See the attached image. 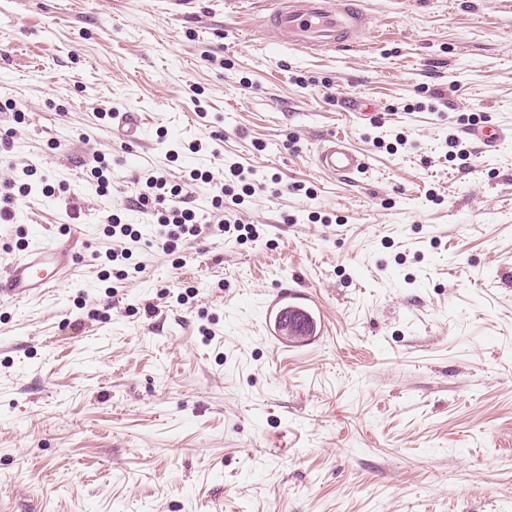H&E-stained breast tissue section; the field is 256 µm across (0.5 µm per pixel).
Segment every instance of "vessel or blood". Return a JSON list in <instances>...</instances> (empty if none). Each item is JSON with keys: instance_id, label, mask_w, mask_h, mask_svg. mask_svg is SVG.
Instances as JSON below:
<instances>
[{"instance_id": "vessel-or-blood-1", "label": "vessel or blood", "mask_w": 512, "mask_h": 512, "mask_svg": "<svg viewBox=\"0 0 512 512\" xmlns=\"http://www.w3.org/2000/svg\"><path fill=\"white\" fill-rule=\"evenodd\" d=\"M258 26L265 46L273 49H343L372 32L369 16L357 0H265ZM142 130L140 113H113V140L137 143ZM314 161L319 171L339 178L361 175L368 167L366 157L336 132L319 142ZM76 257L71 242L62 245L41 240L32 244L0 275V301L24 302L58 287L66 280ZM325 321L320 302L309 294L281 289L267 298L263 328L275 342H282L289 323L315 325Z\"/></svg>"}]
</instances>
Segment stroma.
<instances>
[{
    "label": "stroma",
    "instance_id": "stroma-1",
    "mask_svg": "<svg viewBox=\"0 0 512 512\" xmlns=\"http://www.w3.org/2000/svg\"><path fill=\"white\" fill-rule=\"evenodd\" d=\"M361 6L374 36L319 52L264 48L261 0H0V269L83 243L0 303V512H512V0ZM333 131L368 175L314 166ZM230 160L254 238L207 206ZM160 172L204 227L173 255L130 207ZM286 287L326 311L296 351L262 327ZM143 119L139 112L112 113V138L126 144L141 140ZM75 235L66 245L40 240L0 275V301L24 302L42 296L66 280L77 257Z\"/></svg>",
    "mask_w": 512,
    "mask_h": 512
}]
</instances>
